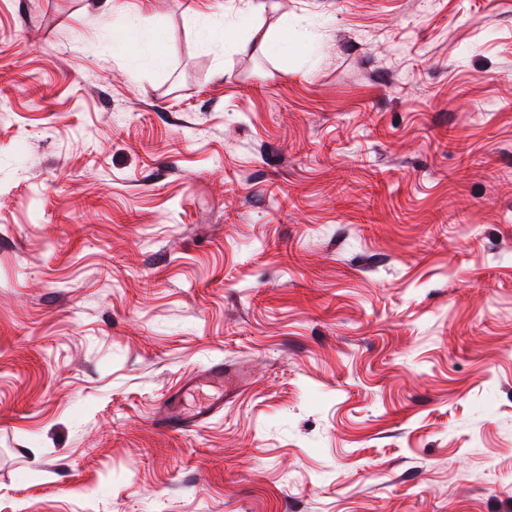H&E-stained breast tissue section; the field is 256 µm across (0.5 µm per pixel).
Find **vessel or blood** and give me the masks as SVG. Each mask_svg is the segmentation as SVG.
<instances>
[{"mask_svg":"<svg viewBox=\"0 0 512 512\" xmlns=\"http://www.w3.org/2000/svg\"><path fill=\"white\" fill-rule=\"evenodd\" d=\"M244 379L243 373L215 362L198 371L172 393L166 402L158 425L166 430L188 432L208 423L223 412Z\"/></svg>","mask_w":512,"mask_h":512,"instance_id":"vessel-or-blood-1","label":"vessel or blood"}]
</instances>
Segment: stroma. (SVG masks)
<instances>
[{
    "mask_svg": "<svg viewBox=\"0 0 512 512\" xmlns=\"http://www.w3.org/2000/svg\"><path fill=\"white\" fill-rule=\"evenodd\" d=\"M0 512H512V0H0ZM244 374L224 364L215 362L198 371L189 378L177 392L172 393L165 403L163 413L157 419V424L166 430L188 432L208 423L214 416L224 411V404L234 398L235 392L241 387ZM217 389L212 396H202L197 405L186 409L181 404V394L187 392H202L203 388Z\"/></svg>",
    "mask_w": 512,
    "mask_h": 512,
    "instance_id": "35a3bbf8",
    "label": "stroma"
}]
</instances>
